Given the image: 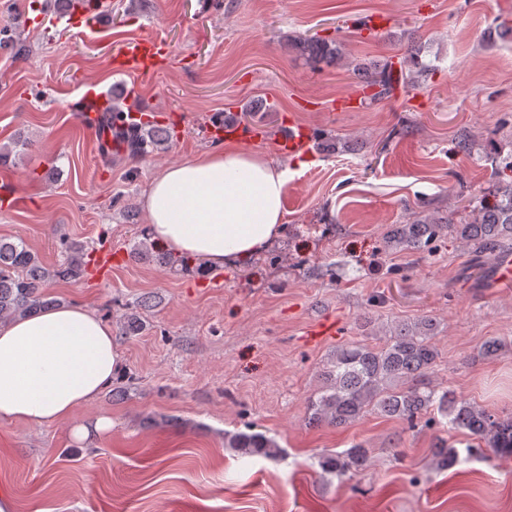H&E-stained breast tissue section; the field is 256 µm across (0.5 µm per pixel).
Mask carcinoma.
Wrapping results in <instances>:
<instances>
[{
	"mask_svg": "<svg viewBox=\"0 0 512 512\" xmlns=\"http://www.w3.org/2000/svg\"><path fill=\"white\" fill-rule=\"evenodd\" d=\"M287 45L314 67L341 56V44L333 38L296 35L288 37ZM424 72L426 69L411 47L398 72L388 62L361 67L366 84L379 88L373 95L375 99L390 96L398 82L413 83ZM105 118L112 134L132 158L164 151L169 146V133L165 130L124 124L122 106L117 101ZM447 233L477 253L512 242V179L498 187L493 200L481 201L479 218L474 223L457 224L452 213L418 217L409 224L394 225L385 243L391 250L430 254L435 242ZM64 246V262L47 267L24 243L0 239V322L35 313L51 304L52 300L41 291L45 282L82 277L91 254L71 242ZM434 330L433 320L424 318L397 326L380 347L351 342L336 348L324 372L325 385L308 399L310 419L317 424L342 427L373 410L400 419L411 429L423 424L463 431L494 455L512 457V415L500 416L429 382L428 374L439 358ZM224 442L243 456L275 460L282 454L274 440L250 426L224 433ZM368 461L369 449L356 442L341 453L322 456L320 466L339 478H351L366 471ZM432 461L437 469L448 470L461 462V453L448 437L437 435Z\"/></svg>",
	"mask_w": 512,
	"mask_h": 512,
	"instance_id": "1",
	"label": "carcinoma"
}]
</instances>
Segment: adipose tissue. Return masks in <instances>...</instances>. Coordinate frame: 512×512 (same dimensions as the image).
I'll use <instances>...</instances> for the list:
<instances>
[{"label":"adipose tissue","instance_id":"adipose-tissue-1","mask_svg":"<svg viewBox=\"0 0 512 512\" xmlns=\"http://www.w3.org/2000/svg\"><path fill=\"white\" fill-rule=\"evenodd\" d=\"M288 181L264 154L224 145L170 166L149 183L147 239L215 269L262 253L283 231ZM122 365L112 325L69 304L0 324V420L70 423L74 442L112 428L107 417L73 423L75 410L108 388Z\"/></svg>","mask_w":512,"mask_h":512}]
</instances>
